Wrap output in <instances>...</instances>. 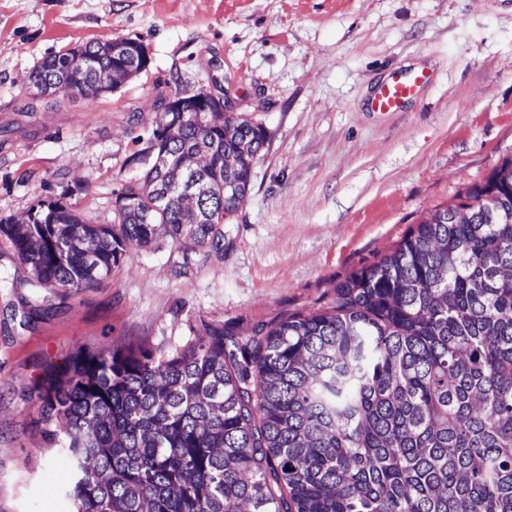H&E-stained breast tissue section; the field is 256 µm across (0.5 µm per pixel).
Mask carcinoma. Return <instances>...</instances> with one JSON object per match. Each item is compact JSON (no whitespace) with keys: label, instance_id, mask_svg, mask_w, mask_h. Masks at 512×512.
<instances>
[{"label":"carcinoma","instance_id":"obj_1","mask_svg":"<svg viewBox=\"0 0 512 512\" xmlns=\"http://www.w3.org/2000/svg\"><path fill=\"white\" fill-rule=\"evenodd\" d=\"M117 38L54 53L35 100L61 85L88 101L143 70ZM144 153L146 192L116 194L112 222L63 203L0 219L29 317L110 280L128 243L224 244L265 148L241 114L171 112ZM468 191V224L422 220L331 305L222 326L169 355L80 349L37 383L45 437L75 469L73 512H512V159Z\"/></svg>","mask_w":512,"mask_h":512}]
</instances>
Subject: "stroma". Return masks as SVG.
<instances>
[{
	"label": "stroma",
	"mask_w": 512,
	"mask_h": 512,
	"mask_svg": "<svg viewBox=\"0 0 512 512\" xmlns=\"http://www.w3.org/2000/svg\"><path fill=\"white\" fill-rule=\"evenodd\" d=\"M139 40L149 63L90 103L57 92L0 147V219L65 194L95 222L142 178L161 97L230 95L270 133L218 248L128 244L109 282L33 320L0 238V512H71L38 409L43 365L81 347L176 353L329 306L428 211L512 158V0H0V122L48 54ZM430 73L396 112L369 101Z\"/></svg>",
	"instance_id": "obj_1"
}]
</instances>
